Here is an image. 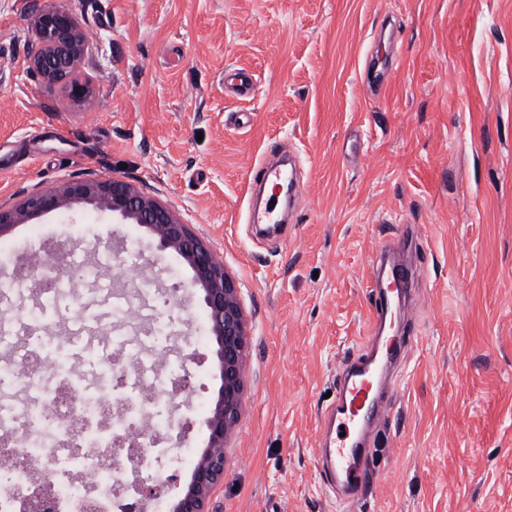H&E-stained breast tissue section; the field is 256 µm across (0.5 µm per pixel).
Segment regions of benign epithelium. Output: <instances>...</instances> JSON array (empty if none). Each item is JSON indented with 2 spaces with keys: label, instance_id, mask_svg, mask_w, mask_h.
<instances>
[{
  "label": "benign epithelium",
  "instance_id": "obj_1",
  "mask_svg": "<svg viewBox=\"0 0 512 512\" xmlns=\"http://www.w3.org/2000/svg\"><path fill=\"white\" fill-rule=\"evenodd\" d=\"M31 23L38 34V45L30 56L33 74L45 82L68 83L78 89L76 95L84 94L87 85L72 80L86 46L84 29L71 14L50 8L36 11ZM80 203L147 228L159 250L173 251L188 264L193 271L191 286L203 293L220 386L205 419V446L170 512H211L212 494L224 483L225 449L245 401L249 332L239 288L211 247L169 206L122 179L72 181L39 192L14 209H1L0 236L17 224L53 211L71 210Z\"/></svg>",
  "mask_w": 512,
  "mask_h": 512
}]
</instances>
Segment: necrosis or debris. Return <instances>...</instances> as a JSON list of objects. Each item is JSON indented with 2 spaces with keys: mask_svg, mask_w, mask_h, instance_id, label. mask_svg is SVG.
Returning a JSON list of instances; mask_svg holds the SVG:
<instances>
[{
  "mask_svg": "<svg viewBox=\"0 0 512 512\" xmlns=\"http://www.w3.org/2000/svg\"><path fill=\"white\" fill-rule=\"evenodd\" d=\"M182 360L150 390H132L127 369L111 370L77 389L70 378L13 411L0 427V512H28L46 497L50 512H161L160 499H142L138 488L176 476L188 459L171 445L174 390ZM54 448L55 475L43 485L35 467Z\"/></svg>",
  "mask_w": 512,
  "mask_h": 512,
  "instance_id": "necrosis-or-debris-1",
  "label": "necrosis or debris"
}]
</instances>
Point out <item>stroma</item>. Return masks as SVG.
I'll return each instance as SVG.
<instances>
[{
	"mask_svg": "<svg viewBox=\"0 0 512 512\" xmlns=\"http://www.w3.org/2000/svg\"><path fill=\"white\" fill-rule=\"evenodd\" d=\"M37 2L87 31L86 94L30 73ZM377 60L390 74L374 94ZM229 69L253 74L250 97L225 92ZM282 147L300 201L268 240L246 210L257 164ZM109 178L170 206L240 288L245 404L215 512H512V0H0V208ZM409 232L419 277L392 327L410 349L348 506L317 461L318 423L367 340L372 252ZM61 244L82 306L47 312L13 273ZM145 265L177 293L141 320L208 336L190 268L139 225L87 206L0 237L7 312L36 331L83 310L112 328L87 268L129 293ZM182 354L196 391L177 399L193 427L175 445L194 457L220 381L199 347L167 341L166 358Z\"/></svg>",
	"mask_w": 512,
	"mask_h": 512,
	"instance_id": "1",
	"label": "stroma"
}]
</instances>
